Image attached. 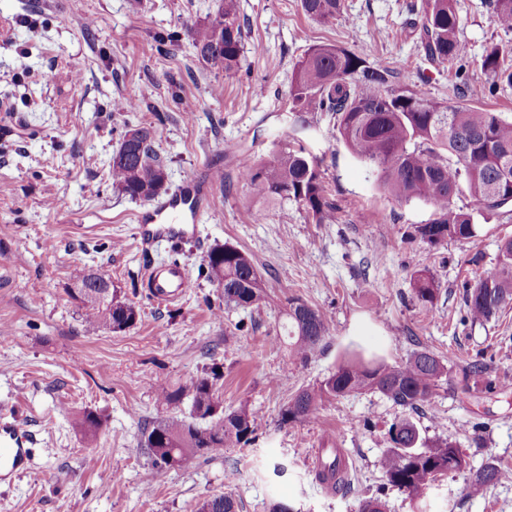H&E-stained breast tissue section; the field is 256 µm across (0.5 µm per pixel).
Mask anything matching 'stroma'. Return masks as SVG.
I'll return each instance as SVG.
<instances>
[{"mask_svg":"<svg viewBox=\"0 0 512 512\" xmlns=\"http://www.w3.org/2000/svg\"><path fill=\"white\" fill-rule=\"evenodd\" d=\"M414 2L345 0L336 19L320 22L299 0H238L246 63L228 77L199 61L189 37L214 17L216 0H0V115L12 117L0 132V425L18 423L36 438L27 471L0 481V512H194L221 492L238 512H268L274 500L295 512H358L368 496L388 512H413L381 468L388 431L405 418L423 439L452 441L470 468L492 461L512 469V305L483 324L465 306L467 289L498 272L512 222L480 213L463 191L453 204L475 213L477 237L428 246L415 227L432 219V207L391 198L339 141L331 114L297 112L289 100L296 62L329 43L388 68L431 101L511 115L512 88L478 98L471 88L487 82L479 68L462 82L454 66L424 61L410 26ZM457 7L471 59L512 44L493 24L490 0ZM135 126L154 131L167 172L162 197L221 173L195 236L147 251L135 228L149 204L122 194L110 172ZM298 145L321 162L336 206L331 223H314L290 200L263 201L241 177L242 158L266 161ZM224 243L251 257L271 304L225 307L201 273ZM169 263L193 286L160 304L145 270ZM91 269L135 306V326L87 331L73 288ZM420 273L439 286L434 305L413 295ZM292 297L319 310L328 327L324 349L303 365L282 330ZM421 348L448 371L419 411L365 391L325 400L315 420L280 424L281 406L319 385L346 354L395 365ZM473 359L490 369L462 383L459 370ZM214 369L225 407L245 402L258 411L253 442L175 469L153 467L139 441L170 413L161 388L191 392ZM86 411L102 420L89 442L73 427ZM323 448L341 449L348 488L315 481ZM468 477H441L423 512H512V481L472 495Z\"/></svg>","mask_w":512,"mask_h":512,"instance_id":"stroma-1","label":"stroma"}]
</instances>
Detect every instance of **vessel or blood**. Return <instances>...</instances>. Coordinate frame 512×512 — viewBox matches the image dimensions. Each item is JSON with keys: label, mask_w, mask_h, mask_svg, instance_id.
I'll return each mask as SVG.
<instances>
[{"label": "vessel or blood", "mask_w": 512, "mask_h": 512, "mask_svg": "<svg viewBox=\"0 0 512 512\" xmlns=\"http://www.w3.org/2000/svg\"><path fill=\"white\" fill-rule=\"evenodd\" d=\"M209 203L205 183L193 180L164 204L148 214L138 216L137 233L143 247H151L160 240H176L185 237L198 212ZM151 282L150 294L157 302H167L186 294L191 287L190 278L180 268L159 269L148 267ZM15 430H7L4 441L0 442V459L4 460L8 471H17L21 463L28 459L29 451L15 444Z\"/></svg>", "instance_id": "b4317fda"}]
</instances>
